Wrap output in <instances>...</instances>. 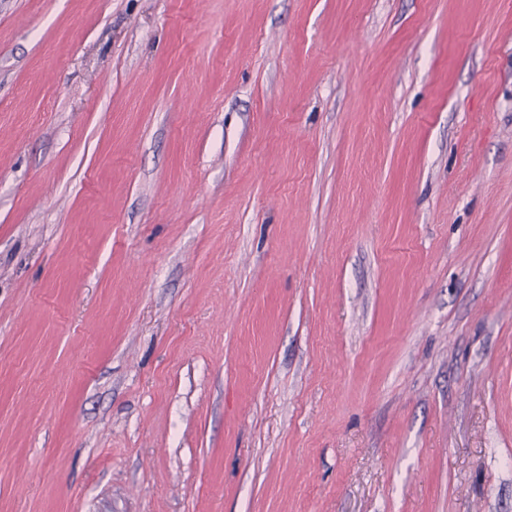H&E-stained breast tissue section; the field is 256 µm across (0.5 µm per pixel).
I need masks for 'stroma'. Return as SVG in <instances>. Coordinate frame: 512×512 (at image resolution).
I'll use <instances>...</instances> for the list:
<instances>
[{
  "mask_svg": "<svg viewBox=\"0 0 512 512\" xmlns=\"http://www.w3.org/2000/svg\"><path fill=\"white\" fill-rule=\"evenodd\" d=\"M0 512H512V0H0Z\"/></svg>",
  "mask_w": 512,
  "mask_h": 512,
  "instance_id": "1",
  "label": "stroma"
}]
</instances>
